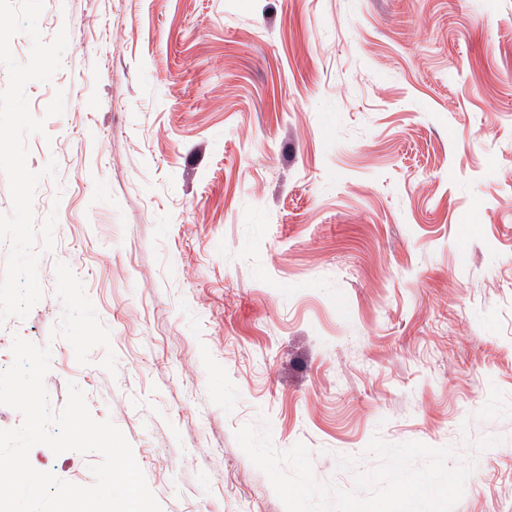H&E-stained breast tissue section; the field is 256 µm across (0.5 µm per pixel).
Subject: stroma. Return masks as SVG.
<instances>
[{
    "instance_id": "35a3bbf8",
    "label": "stroma",
    "mask_w": 512,
    "mask_h": 512,
    "mask_svg": "<svg viewBox=\"0 0 512 512\" xmlns=\"http://www.w3.org/2000/svg\"><path fill=\"white\" fill-rule=\"evenodd\" d=\"M25 88L56 160L34 216L50 346L162 512H285L237 443L267 418L351 487L373 437L473 461L455 512H512V0H45ZM63 115L46 117L56 91ZM87 486L98 454L34 446Z\"/></svg>"
}]
</instances>
